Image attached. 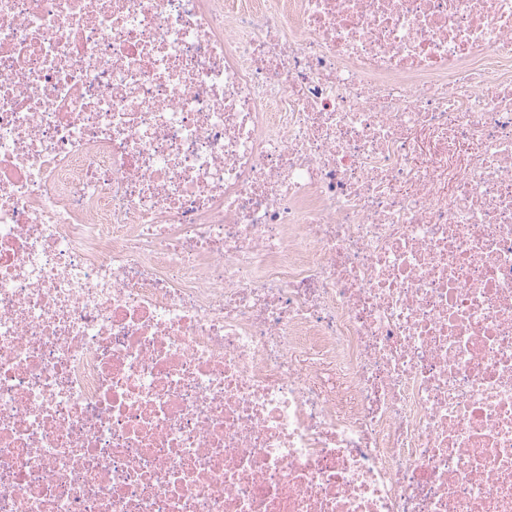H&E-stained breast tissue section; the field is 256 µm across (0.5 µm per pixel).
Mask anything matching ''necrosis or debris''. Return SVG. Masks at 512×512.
Instances as JSON below:
<instances>
[{
  "label": "necrosis or debris",
  "instance_id": "obj_1",
  "mask_svg": "<svg viewBox=\"0 0 512 512\" xmlns=\"http://www.w3.org/2000/svg\"><path fill=\"white\" fill-rule=\"evenodd\" d=\"M0 512H512V0H0Z\"/></svg>",
  "mask_w": 512,
  "mask_h": 512
}]
</instances>
